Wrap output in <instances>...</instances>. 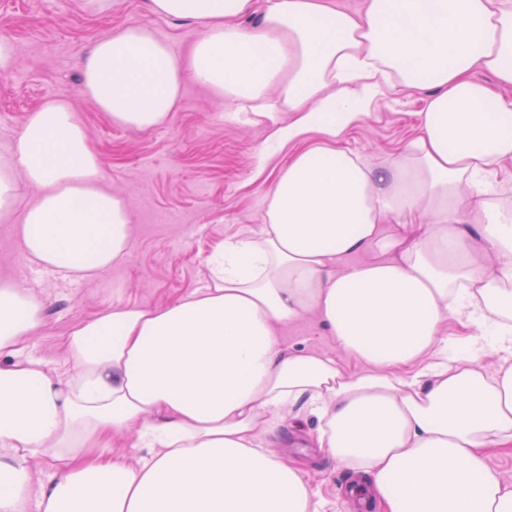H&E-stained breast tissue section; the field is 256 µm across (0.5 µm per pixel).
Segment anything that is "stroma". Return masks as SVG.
I'll list each match as a JSON object with an SVG mask.
<instances>
[{
    "instance_id": "stroma-1",
    "label": "stroma",
    "mask_w": 512,
    "mask_h": 512,
    "mask_svg": "<svg viewBox=\"0 0 512 512\" xmlns=\"http://www.w3.org/2000/svg\"><path fill=\"white\" fill-rule=\"evenodd\" d=\"M140 23L179 55L201 34L192 20L150 14L147 0H0V40L18 46L11 70L0 73V164L10 160L26 115L47 99L66 97L103 157L106 186L126 198L133 217L121 261L84 279L43 276L18 246V209L33 192L16 178L18 208L0 212V278H14L45 300L48 326L30 347L54 367L67 364L61 338L96 310L115 302L161 306L204 287L216 245L262 224L265 195L289 155L323 141L309 133L257 171L266 128L226 119L223 104L191 81L165 124L146 131L112 124L82 93V63L98 36ZM422 107L419 91L387 90L369 116L343 132L341 143L386 163L418 135ZM283 336L288 345L332 356L349 371L361 369L315 316L290 324ZM288 456L325 499L326 512H349L343 494L348 470L317 448H292Z\"/></svg>"
}]
</instances>
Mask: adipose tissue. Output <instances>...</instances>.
I'll list each match as a JSON object with an SVG mask.
<instances>
[{"label":"adipose tissue","instance_id":"ef3b65f1","mask_svg":"<svg viewBox=\"0 0 512 512\" xmlns=\"http://www.w3.org/2000/svg\"><path fill=\"white\" fill-rule=\"evenodd\" d=\"M253 8L148 0L201 26L188 58L144 25L87 53L83 92L118 126L163 125L190 80L269 126L257 168L324 141L281 167L260 231L211 253L207 288L76 326L74 372L32 357L44 302L0 281V512H321L275 449L297 406L318 427L295 444L361 476L379 512H512L486 462L512 446V206L493 182L512 161V0H265L238 25ZM397 86L427 93L418 137L380 166L338 146ZM14 158L36 190L17 226L31 263L82 277L126 256L129 206L66 98L28 114ZM310 313L362 371L285 346ZM452 314L474 336H445ZM130 434L136 454L113 450Z\"/></svg>","mask_w":512,"mask_h":512}]
</instances>
